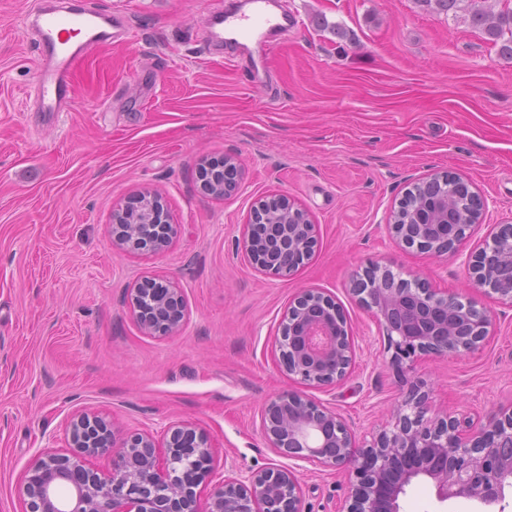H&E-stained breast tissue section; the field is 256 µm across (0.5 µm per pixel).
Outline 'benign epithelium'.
<instances>
[{
	"mask_svg": "<svg viewBox=\"0 0 512 512\" xmlns=\"http://www.w3.org/2000/svg\"><path fill=\"white\" fill-rule=\"evenodd\" d=\"M284 223L268 225L264 237L255 222L264 200L252 207L236 250L269 278L286 279L312 258L317 225L284 194L274 195ZM161 210L156 194L145 190L112 209V243L142 255L167 250L175 224H158L145 236L131 213ZM487 210L461 211L448 220V200L434 205L430 224L396 219L393 239L435 258L463 251L470 228ZM471 288L512 306V230L495 225L490 237L467 254ZM350 291L376 318L390 364L421 356L467 354L493 333L495 320L471 294L442 292L417 276L404 278L390 266L371 265L353 274ZM130 316L147 336L178 334L187 303L178 283L146 276L128 289ZM283 374L304 385H337L348 376L355 341L341 306L329 295L306 288L289 301L274 338ZM429 393L411 383L391 428L360 442L344 418L298 389L270 398L261 412V431L280 457L311 460L326 468H348L351 480L343 512H400L399 498L413 480H431L439 501L467 499L505 512L512 489V409L492 412L473 426L445 416H428ZM68 450L46 452L27 468L20 486L24 512H305L303 489L293 470L272 466L248 477L227 475L206 489L213 471L214 439L191 423H175L157 438L148 432H119L95 412L74 415L66 427ZM112 455V470L98 473L91 459Z\"/></svg>",
	"mask_w": 512,
	"mask_h": 512,
	"instance_id": "1",
	"label": "benign epithelium"
}]
</instances>
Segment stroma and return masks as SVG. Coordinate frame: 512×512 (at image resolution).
Listing matches in <instances>:
<instances>
[{
  "mask_svg": "<svg viewBox=\"0 0 512 512\" xmlns=\"http://www.w3.org/2000/svg\"><path fill=\"white\" fill-rule=\"evenodd\" d=\"M90 0L137 38L94 50L73 111L27 109L35 52L21 19L38 0H0V512H23L22 477L39 454L64 451L73 414L92 410L123 432L162 436L190 422L225 464L250 475L288 464L307 512H340L348 474L283 461L260 431L264 403L288 388L272 342L298 289L341 305L356 358L340 385L304 392L357 435L386 425L410 381L433 411L484 420L512 406V307L482 296L497 333L465 355L424 357L403 372L370 313L349 293L361 267L392 264L467 292L465 256L433 259L390 239L402 195L431 174L463 176L488 200L474 236L512 224V60L465 12L417 0H283L304 20L278 51L251 44L236 70L201 37L217 2ZM340 25L345 38L320 28ZM236 155L238 191L204 193L202 159ZM149 188L181 230L163 253L112 245V208ZM285 194L318 228L311 261L265 277L235 249L253 205ZM182 288L189 319L174 336L144 335L126 293L142 276ZM400 512H497L438 501L414 480Z\"/></svg>",
  "mask_w": 512,
  "mask_h": 512,
  "instance_id": "obj_1",
  "label": "stroma"
}]
</instances>
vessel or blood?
I'll use <instances>...</instances> for the list:
<instances>
[{
    "label": "vessel or blood",
    "mask_w": 512,
    "mask_h": 512,
    "mask_svg": "<svg viewBox=\"0 0 512 512\" xmlns=\"http://www.w3.org/2000/svg\"><path fill=\"white\" fill-rule=\"evenodd\" d=\"M253 12L221 11L209 22L210 37L224 49V63L236 65L246 39L261 35L277 43L288 29L301 25L298 14L270 13L268 0H252ZM111 15L79 7L72 0H45L24 21L38 58L34 83L35 107L48 115L70 111L77 99L76 71L96 48L133 41L134 32L113 29Z\"/></svg>",
    "instance_id": "b4317fda"
}]
</instances>
